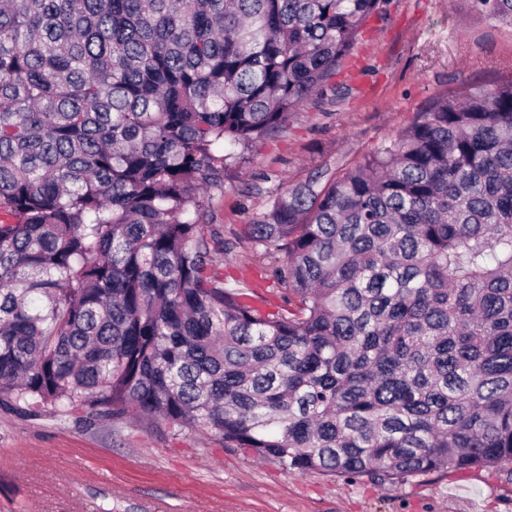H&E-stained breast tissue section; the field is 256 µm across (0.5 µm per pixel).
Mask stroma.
Instances as JSON below:
<instances>
[{"label":"stroma","mask_w":512,"mask_h":512,"mask_svg":"<svg viewBox=\"0 0 512 512\" xmlns=\"http://www.w3.org/2000/svg\"><path fill=\"white\" fill-rule=\"evenodd\" d=\"M512 72V27L458 0H386L333 90L258 143L224 185L214 223L233 241L217 275L259 281L266 261L237 235L272 191L358 160L433 98ZM0 512H512V466L433 472L402 484L289 474L214 434L163 419L99 420L0 407Z\"/></svg>","instance_id":"1"}]
</instances>
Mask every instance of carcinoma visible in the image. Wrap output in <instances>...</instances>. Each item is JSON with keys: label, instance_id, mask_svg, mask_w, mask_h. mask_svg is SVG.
I'll return each mask as SVG.
<instances>
[{"label": "carcinoma", "instance_id": "obj_1", "mask_svg": "<svg viewBox=\"0 0 512 512\" xmlns=\"http://www.w3.org/2000/svg\"><path fill=\"white\" fill-rule=\"evenodd\" d=\"M384 2L0 0L1 407L160 418L301 475L512 464V73L271 198L243 237L284 304L214 272L224 180Z\"/></svg>", "mask_w": 512, "mask_h": 512}]
</instances>
